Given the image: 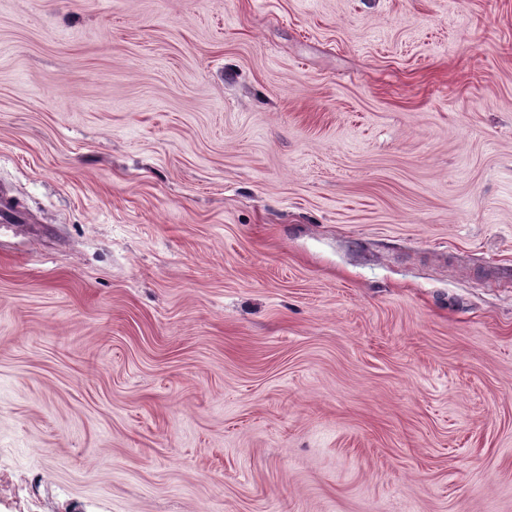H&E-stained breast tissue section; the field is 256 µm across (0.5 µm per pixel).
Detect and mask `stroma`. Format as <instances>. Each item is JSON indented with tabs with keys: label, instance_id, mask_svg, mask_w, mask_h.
I'll use <instances>...</instances> for the list:
<instances>
[{
	"label": "stroma",
	"instance_id": "35a3bbf8",
	"mask_svg": "<svg viewBox=\"0 0 512 512\" xmlns=\"http://www.w3.org/2000/svg\"><path fill=\"white\" fill-rule=\"evenodd\" d=\"M0 512H512V0H0Z\"/></svg>",
	"mask_w": 512,
	"mask_h": 512
}]
</instances>
